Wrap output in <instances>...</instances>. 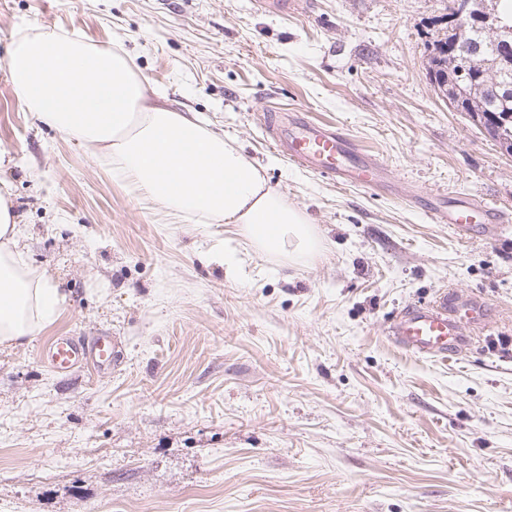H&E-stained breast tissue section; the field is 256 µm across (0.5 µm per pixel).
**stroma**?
Segmentation results:
<instances>
[{"label": "stroma", "instance_id": "35a3bbf8", "mask_svg": "<svg viewBox=\"0 0 512 512\" xmlns=\"http://www.w3.org/2000/svg\"><path fill=\"white\" fill-rule=\"evenodd\" d=\"M451 0H0V169L28 265L64 296L0 348V512H512V155L427 74ZM49 29L121 46L147 97L264 166L322 238L306 265L233 224L169 223L110 160L17 102L6 51ZM300 111L382 161L384 183L300 168L265 132ZM495 206L500 235L432 220ZM453 288L495 327L419 359L387 328ZM115 337L120 364L49 369L57 336Z\"/></svg>", "mask_w": 512, "mask_h": 512}]
</instances>
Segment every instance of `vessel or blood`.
Returning <instances> with one entry per match:
<instances>
[{
    "instance_id": "1",
    "label": "vessel or blood",
    "mask_w": 512,
    "mask_h": 512,
    "mask_svg": "<svg viewBox=\"0 0 512 512\" xmlns=\"http://www.w3.org/2000/svg\"><path fill=\"white\" fill-rule=\"evenodd\" d=\"M268 126L274 147L286 152L291 162L336 183L372 187L386 177L383 164L362 152L334 126L314 123L302 114L287 121L274 118ZM434 216L463 237L478 226L490 235L499 230L497 210L468 197L454 199L447 209L435 211ZM486 327V309L480 300L441 289L429 302L410 306L396 315L388 334L412 356L445 362L459 358L472 345L475 331ZM114 348L115 343L108 336H60L51 342L46 361L58 372H68L88 362L101 373L114 368Z\"/></svg>"
}]
</instances>
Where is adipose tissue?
<instances>
[{"instance_id":"obj_1","label":"adipose tissue","mask_w":512,"mask_h":512,"mask_svg":"<svg viewBox=\"0 0 512 512\" xmlns=\"http://www.w3.org/2000/svg\"><path fill=\"white\" fill-rule=\"evenodd\" d=\"M7 68L17 100L40 122L93 149L173 221L237 225L250 245L293 264L320 246L309 216L288 203L240 149L192 113L151 104L144 78L119 47L98 48L52 30L13 40ZM9 190L0 189V345L33 334L62 300L20 248Z\"/></svg>"}]
</instances>
